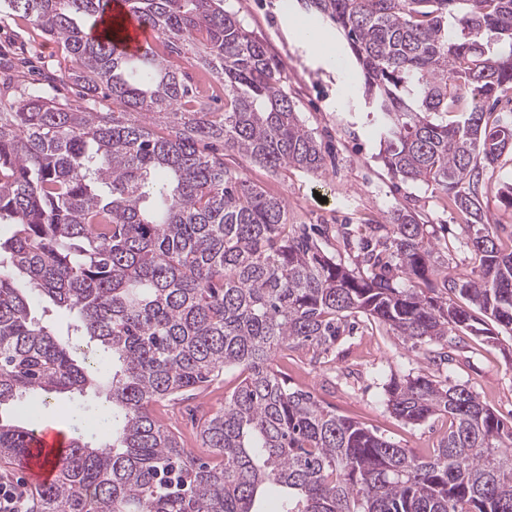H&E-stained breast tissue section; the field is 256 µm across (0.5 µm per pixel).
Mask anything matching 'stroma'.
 Instances as JSON below:
<instances>
[{"instance_id": "35a3bbf8", "label": "stroma", "mask_w": 512, "mask_h": 512, "mask_svg": "<svg viewBox=\"0 0 512 512\" xmlns=\"http://www.w3.org/2000/svg\"><path fill=\"white\" fill-rule=\"evenodd\" d=\"M224 6L282 66L285 91L303 125L326 152L318 175L294 167L274 172L249 164L244 168L245 177L268 194L284 199L291 223L314 224L331 231L342 224L355 239L369 225L387 223L394 207H409L431 226L441 260L450 272H477L467 221L446 195L433 186L395 179L384 167L358 70L325 68L314 50L289 36L285 19L309 21L330 33L335 32V25L323 19L309 0H224ZM68 65L54 39L0 12V81L7 86L1 100H16L26 80L52 79L56 98L78 103L75 88L57 80ZM505 182L512 183V152L505 153L489 172L480 198L489 222L498 225L499 237L507 241L512 239V210L498 197ZM277 364L287 372L290 387L312 391L337 413L418 456L436 448L445 428L430 421L412 425L392 415L384 395V385L391 377L428 373L469 386L505 424H512V365L499 346L480 337H466L452 361L436 367L424 360L420 348L403 341L387 326L369 329L359 324L331 347L321 364L311 365L302 350L290 351ZM237 384L236 373L228 372L198 396L160 404L157 410L181 435L186 448L199 456L203 450L196 438L195 417L200 408H222L225 396ZM70 408L63 416L50 404L43 407L41 416L67 434L89 435L104 404L101 396L89 391L72 397Z\"/></svg>"}]
</instances>
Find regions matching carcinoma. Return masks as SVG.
<instances>
[{"label": "carcinoma", "instance_id": "1", "mask_svg": "<svg viewBox=\"0 0 512 512\" xmlns=\"http://www.w3.org/2000/svg\"><path fill=\"white\" fill-rule=\"evenodd\" d=\"M125 2L156 33L137 57L105 19L112 0H0L63 44L60 81L120 104L88 111L35 85L0 104V224L15 226L0 240V408L21 415L30 392L108 402L101 439H71L35 512H512V426L469 387L384 385L401 420L448 419L418 457L275 364L288 349L318 363L358 315L434 363L465 336L512 333V248L480 203L512 150V120L489 122L512 91V0H311L358 65L388 171L472 221L479 274L443 280L465 306L437 294L438 247L411 209L370 225L350 269L244 178L238 157L317 173L324 155L224 0ZM30 291L73 315L69 337L32 316ZM229 370L238 386L197 422L214 461L196 460L155 405ZM29 433L0 419L1 464L27 454Z\"/></svg>", "mask_w": 512, "mask_h": 512}]
</instances>
